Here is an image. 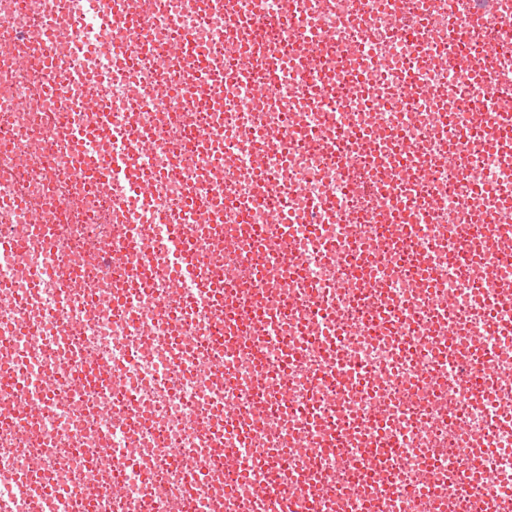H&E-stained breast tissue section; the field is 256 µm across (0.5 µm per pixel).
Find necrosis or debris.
<instances>
[{
  "instance_id": "1",
  "label": "necrosis or debris",
  "mask_w": 512,
  "mask_h": 512,
  "mask_svg": "<svg viewBox=\"0 0 512 512\" xmlns=\"http://www.w3.org/2000/svg\"><path fill=\"white\" fill-rule=\"evenodd\" d=\"M150 16L136 31L147 79L129 80L70 32L46 82L17 60L46 20L71 19L72 0H0V24L15 32L0 50V498L32 459L58 487L80 491L45 501L40 479L11 499L12 512H469L493 499L512 512V337L489 332L486 314L512 325V302L484 288L478 267L458 272L461 229L491 218L496 199L468 177L512 184L472 115L486 99L512 100V7L504 0H237L249 41L286 60L309 33L315 67L283 72L268 100L232 85V32L208 0H129ZM478 24L465 25L462 14ZM192 33L208 61L197 75L213 94L182 89V62L154 65L155 45ZM436 42L439 59L417 65L413 45ZM494 42L498 54L486 57ZM80 74L66 97L47 82ZM167 94H157L158 86ZM152 121L163 132L142 154L162 173L150 199L116 209L73 142V122L127 131ZM412 144L405 153L404 144ZM402 169L406 184L391 174ZM270 205L235 207L258 173ZM209 196L207 216L184 211L188 191ZM51 212L55 245L30 219ZM278 213L304 258L284 260L259 230ZM180 225L216 285L162 311L167 281L154 273L157 219ZM237 239L217 252L214 236ZM52 267L57 275L37 280ZM358 275L360 287L339 284ZM74 297L61 305V296ZM133 297L130 320L119 304ZM260 303L239 328L222 307ZM252 336L267 368L257 374ZM479 353L497 367L496 398L477 401L470 382L437 375L442 345ZM223 348V369L197 366ZM284 449L278 471L260 462L226 465L241 441ZM390 452L372 467L371 449ZM103 448L121 449L110 470ZM181 451L178 467L165 463ZM495 471L490 483L475 468ZM277 493L256 496L255 488Z\"/></svg>"
}]
</instances>
